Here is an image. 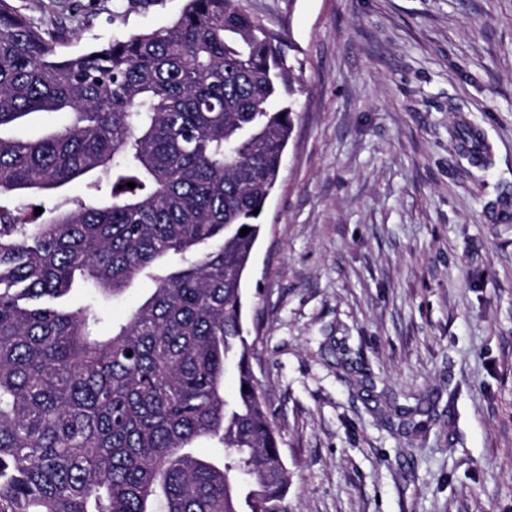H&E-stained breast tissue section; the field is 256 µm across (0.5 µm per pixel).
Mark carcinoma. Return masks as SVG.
Wrapping results in <instances>:
<instances>
[{"mask_svg": "<svg viewBox=\"0 0 512 512\" xmlns=\"http://www.w3.org/2000/svg\"><path fill=\"white\" fill-rule=\"evenodd\" d=\"M67 35L0 0V512H288L244 283L292 69L241 0H186L79 52ZM35 113L68 121L3 135ZM77 180L88 194L65 195ZM34 197L55 203L30 213ZM143 279L100 334L101 300ZM80 283L85 304L63 308ZM202 439L224 454L199 456Z\"/></svg>", "mask_w": 512, "mask_h": 512, "instance_id": "cac0c4a2", "label": "carcinoma"}]
</instances>
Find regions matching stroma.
<instances>
[{
    "mask_svg": "<svg viewBox=\"0 0 512 512\" xmlns=\"http://www.w3.org/2000/svg\"><path fill=\"white\" fill-rule=\"evenodd\" d=\"M48 2L69 52L185 6ZM243 4L299 79L245 312L290 512H512V0Z\"/></svg>",
    "mask_w": 512,
    "mask_h": 512,
    "instance_id": "stroma-1",
    "label": "stroma"
}]
</instances>
